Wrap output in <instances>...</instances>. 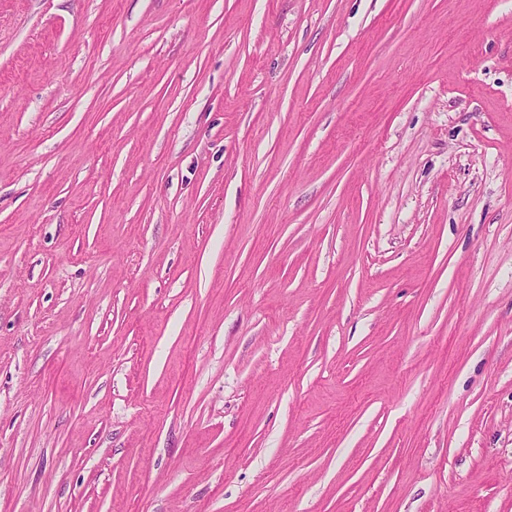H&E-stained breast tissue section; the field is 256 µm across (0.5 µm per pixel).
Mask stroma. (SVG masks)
Masks as SVG:
<instances>
[{
  "mask_svg": "<svg viewBox=\"0 0 512 512\" xmlns=\"http://www.w3.org/2000/svg\"><path fill=\"white\" fill-rule=\"evenodd\" d=\"M0 512H512V0H0Z\"/></svg>",
  "mask_w": 512,
  "mask_h": 512,
  "instance_id": "1",
  "label": "stroma"
}]
</instances>
